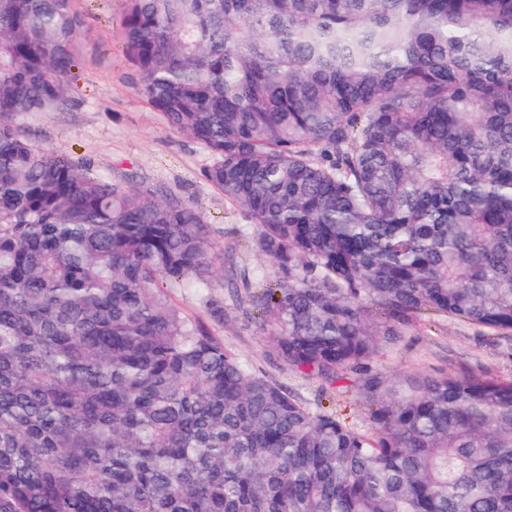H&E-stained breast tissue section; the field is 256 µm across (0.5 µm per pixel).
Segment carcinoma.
Masks as SVG:
<instances>
[{"label":"carcinoma","mask_w":512,"mask_h":512,"mask_svg":"<svg viewBox=\"0 0 512 512\" xmlns=\"http://www.w3.org/2000/svg\"><path fill=\"white\" fill-rule=\"evenodd\" d=\"M82 25L0 0V512H512V380L364 372L425 310L512 330V0H125L140 93L280 275L234 274L272 354L357 375L365 431L173 305L216 270L193 204L17 127Z\"/></svg>","instance_id":"obj_1"}]
</instances>
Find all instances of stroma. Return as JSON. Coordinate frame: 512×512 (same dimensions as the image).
<instances>
[{"mask_svg": "<svg viewBox=\"0 0 512 512\" xmlns=\"http://www.w3.org/2000/svg\"><path fill=\"white\" fill-rule=\"evenodd\" d=\"M83 15L82 59L71 79L67 101L56 112L22 115L17 124L36 145L86 165L113 183L153 186L195 205L218 255L230 254L240 270L263 264L236 230L247 221L239 208L204 177L212 152L168 126L139 90V74L123 51L124 0H73ZM173 304L203 323L213 336L269 379L305 401L311 410H329L347 424L365 428L367 406L355 381L336 384L295 371L272 355L252 304H236L225 273L207 288H173ZM220 299L224 319L216 321L206 298ZM371 371L391 379L414 375H479L512 378V332L496 334L453 317L414 314L395 340L370 359Z\"/></svg>", "mask_w": 512, "mask_h": 512, "instance_id": "obj_1", "label": "stroma"}]
</instances>
